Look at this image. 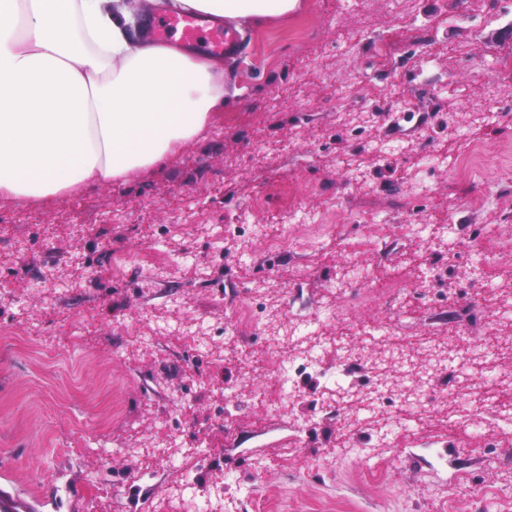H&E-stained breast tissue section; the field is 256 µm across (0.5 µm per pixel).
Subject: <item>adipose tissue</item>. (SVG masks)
<instances>
[{
    "label": "adipose tissue",
    "mask_w": 512,
    "mask_h": 512,
    "mask_svg": "<svg viewBox=\"0 0 512 512\" xmlns=\"http://www.w3.org/2000/svg\"><path fill=\"white\" fill-rule=\"evenodd\" d=\"M296 0H173L212 18ZM225 104L211 58L144 39L125 0H0V203L124 182L205 133Z\"/></svg>",
    "instance_id": "ef3b65f1"
}]
</instances>
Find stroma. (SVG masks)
Masks as SVG:
<instances>
[{
	"instance_id": "obj_1",
	"label": "stroma",
	"mask_w": 512,
	"mask_h": 512,
	"mask_svg": "<svg viewBox=\"0 0 512 512\" xmlns=\"http://www.w3.org/2000/svg\"><path fill=\"white\" fill-rule=\"evenodd\" d=\"M298 0L283 17L237 26L238 42L224 59L227 102L208 133L176 158L119 184L93 185L64 200L0 205V500L22 501V512H190L176 494L182 470L205 486L224 489L222 512H512V440L461 434L448 438V402L431 399L412 434L394 432L388 408L365 414L358 431L325 416L309 434L294 436V412L267 411L278 360L265 333L240 335L234 323L241 296L258 286L266 321L299 308L331 309L357 291L349 243H384L364 257L376 280L407 282L397 303L380 299L346 317L321 318L320 336L356 339L361 328L396 323L405 347L422 339L458 344L460 312L490 313L512 294V164L498 148L512 141V73L488 74L495 55L512 56V25L490 23L512 0H462L463 22L452 25L439 0H404L405 14L383 0ZM433 21L438 37L423 41L413 17ZM309 21L313 35L288 42L289 29ZM386 41L404 65L374 76L370 43ZM432 61L420 83L408 53ZM495 82L497 122L477 112ZM413 102L447 112L446 131L418 143L404 127L366 125L358 145L338 120L331 98L341 89L354 121L389 107L384 84ZM404 142L384 155L376 144ZM484 149L498 200L474 211L466 202L479 182L440 168L426 195L407 184L419 150L458 154L464 140ZM316 185L311 209L333 202L348 211L377 209L444 225L501 227L488 269L495 295L475 298L477 262L463 238L436 234L424 243L393 241L391 224L329 226L315 241L272 256L263 242L278 234L292 201L288 186ZM263 200L264 227L255 236L224 235L225 226ZM167 258L148 276L144 252ZM459 257L449 282L424 276V265ZM191 254L190 266L173 257ZM455 290V302L433 309L434 295ZM203 336L202 349L179 346L175 330ZM139 333L142 344L130 337ZM501 346L485 364L512 385V315L481 334ZM242 401L230 421L217 418L225 393ZM183 395V418L171 399ZM161 448L180 460L171 467L143 456ZM153 479L137 482L141 469ZM378 468L384 485L364 472Z\"/></svg>"
}]
</instances>
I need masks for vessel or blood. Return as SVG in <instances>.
Listing matches in <instances>:
<instances>
[{
	"label": "vessel or blood",
	"mask_w": 512,
	"mask_h": 512,
	"mask_svg": "<svg viewBox=\"0 0 512 512\" xmlns=\"http://www.w3.org/2000/svg\"><path fill=\"white\" fill-rule=\"evenodd\" d=\"M155 40H177L187 47H199L211 57L220 58L230 49L235 36L223 25L215 24L194 14L163 16L155 20L152 28Z\"/></svg>",
	"instance_id": "vessel-or-blood-1"
}]
</instances>
